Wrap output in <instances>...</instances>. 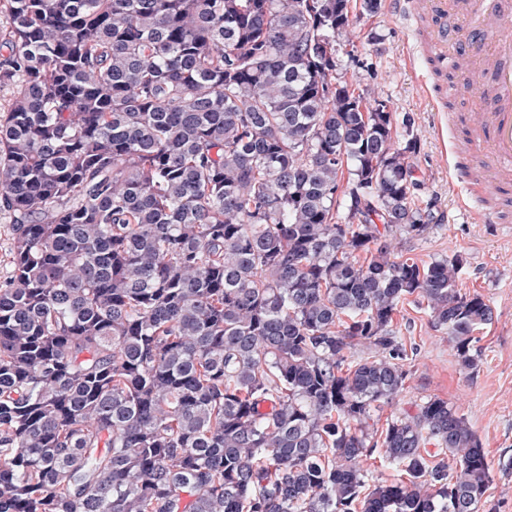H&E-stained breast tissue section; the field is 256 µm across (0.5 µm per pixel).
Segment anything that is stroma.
<instances>
[{"mask_svg": "<svg viewBox=\"0 0 512 512\" xmlns=\"http://www.w3.org/2000/svg\"><path fill=\"white\" fill-rule=\"evenodd\" d=\"M350 33L358 52L341 56L339 76L385 100L398 118L413 119L419 139L420 149L411 158L420 184L416 195L429 205L432 219L423 237H395L396 251L422 264L460 255L458 287L479 293L493 310L492 322L477 333L474 348L481 362L473 372L460 365L447 329L434 323L429 309L404 303L393 329L407 350V378L380 416H400L434 397L454 405L487 454L492 471L488 507L512 512V223H483L481 205L463 209L448 179V149L463 142L470 100L464 91L440 99L429 78L432 64L423 49L421 24L385 5L375 16H353Z\"/></svg>", "mask_w": 512, "mask_h": 512, "instance_id": "35a3bbf8", "label": "stroma"}]
</instances>
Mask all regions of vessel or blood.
<instances>
[{
    "mask_svg": "<svg viewBox=\"0 0 512 512\" xmlns=\"http://www.w3.org/2000/svg\"><path fill=\"white\" fill-rule=\"evenodd\" d=\"M411 17L434 16L427 50L435 74L452 72L460 89L479 98L484 111L469 117L473 148L486 180L466 187V198L488 196V224L512 214V0H461L449 11L447 0H392Z\"/></svg>",
    "mask_w": 512,
    "mask_h": 512,
    "instance_id": "1",
    "label": "vessel or blood"
}]
</instances>
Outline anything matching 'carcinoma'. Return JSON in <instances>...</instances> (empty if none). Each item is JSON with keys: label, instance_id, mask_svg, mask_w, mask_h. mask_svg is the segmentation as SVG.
<instances>
[{"label": "carcinoma", "instance_id": "1", "mask_svg": "<svg viewBox=\"0 0 512 512\" xmlns=\"http://www.w3.org/2000/svg\"><path fill=\"white\" fill-rule=\"evenodd\" d=\"M351 4L0 0V512L485 507L454 406L372 423L400 303L469 370L493 311L459 256L394 252L431 212L411 119L336 78ZM375 453L406 479L366 490ZM12 246L10 217L0 212V280H3L12 271L10 252Z\"/></svg>", "mask_w": 512, "mask_h": 512}]
</instances>
